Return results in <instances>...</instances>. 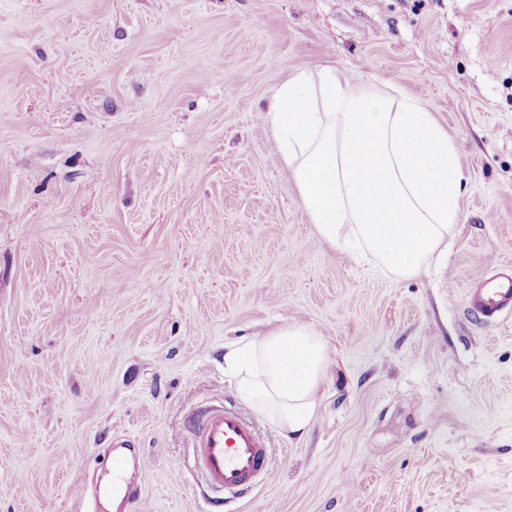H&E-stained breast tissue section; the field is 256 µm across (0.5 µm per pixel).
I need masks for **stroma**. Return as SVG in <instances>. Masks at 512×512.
I'll list each match as a JSON object with an SVG mask.
<instances>
[{"instance_id":"1","label":"stroma","mask_w":512,"mask_h":512,"mask_svg":"<svg viewBox=\"0 0 512 512\" xmlns=\"http://www.w3.org/2000/svg\"><path fill=\"white\" fill-rule=\"evenodd\" d=\"M333 63L433 112L461 215L416 277L321 240L272 96ZM512 0H0V512H85L113 436L133 512H211L193 421L236 409L269 473L223 512H512ZM302 323L309 433L243 402L224 348ZM181 471V481L166 478ZM498 272L486 278L471 296L469 307L485 318L503 310L512 311V268L497 266Z\"/></svg>"}]
</instances>
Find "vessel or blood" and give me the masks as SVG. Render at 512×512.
<instances>
[{"label":"vessel or blood","mask_w":512,"mask_h":512,"mask_svg":"<svg viewBox=\"0 0 512 512\" xmlns=\"http://www.w3.org/2000/svg\"><path fill=\"white\" fill-rule=\"evenodd\" d=\"M470 309L485 318L498 312L512 311V268L499 267L486 278L471 296ZM194 464L210 484L225 494L238 497L246 493L255 478L269 471L268 437L231 408H214L207 412L195 434ZM137 456L128 440L119 438L112 444V480L107 486L83 487L82 496L90 498L91 512H101L105 498H112L120 512L139 497L135 477Z\"/></svg>","instance_id":"vessel-or-blood-1"}]
</instances>
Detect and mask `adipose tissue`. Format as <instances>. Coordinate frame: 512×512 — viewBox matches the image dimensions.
Wrapping results in <instances>:
<instances>
[{"mask_svg":"<svg viewBox=\"0 0 512 512\" xmlns=\"http://www.w3.org/2000/svg\"><path fill=\"white\" fill-rule=\"evenodd\" d=\"M270 114L280 160L320 238L401 278L431 263L460 219L463 169L423 103L326 64L280 84ZM327 365L322 337L300 324L224 353L239 395L290 437L313 425Z\"/></svg>","mask_w":512,"mask_h":512,"instance_id":"obj_1","label":"adipose tissue"}]
</instances>
